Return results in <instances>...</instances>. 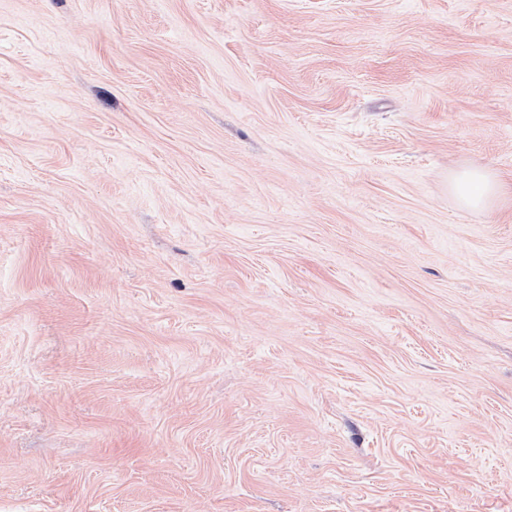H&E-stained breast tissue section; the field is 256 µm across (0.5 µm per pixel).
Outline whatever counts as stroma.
<instances>
[{
	"mask_svg": "<svg viewBox=\"0 0 512 512\" xmlns=\"http://www.w3.org/2000/svg\"><path fill=\"white\" fill-rule=\"evenodd\" d=\"M512 0H0V512H512ZM506 186L494 174L486 171H469L457 175L452 182L456 195L468 206H482L501 198Z\"/></svg>",
	"mask_w": 512,
	"mask_h": 512,
	"instance_id": "35a3bbf8",
	"label": "stroma"
}]
</instances>
